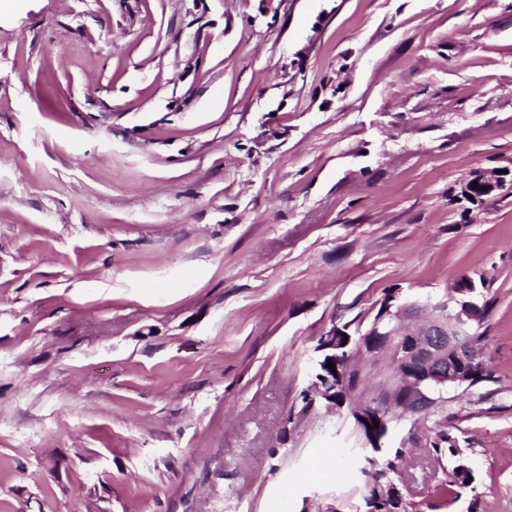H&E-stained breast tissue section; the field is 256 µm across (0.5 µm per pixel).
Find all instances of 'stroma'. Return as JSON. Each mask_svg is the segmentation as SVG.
I'll list each match as a JSON object with an SVG mask.
<instances>
[{"label":"stroma","instance_id":"stroma-1","mask_svg":"<svg viewBox=\"0 0 512 512\" xmlns=\"http://www.w3.org/2000/svg\"><path fill=\"white\" fill-rule=\"evenodd\" d=\"M512 0L0 10V512H367L319 336L484 277L495 383L390 447L512 512ZM447 427L475 475L449 501Z\"/></svg>","mask_w":512,"mask_h":512}]
</instances>
